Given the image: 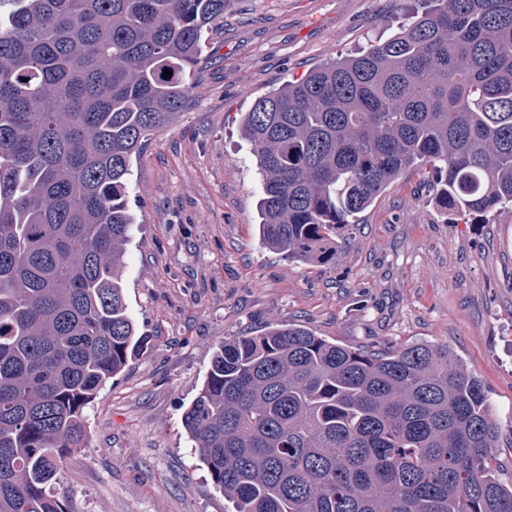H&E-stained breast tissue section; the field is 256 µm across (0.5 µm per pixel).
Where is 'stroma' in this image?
<instances>
[{"label":"stroma","instance_id":"stroma-1","mask_svg":"<svg viewBox=\"0 0 512 512\" xmlns=\"http://www.w3.org/2000/svg\"><path fill=\"white\" fill-rule=\"evenodd\" d=\"M416 0H232L175 120L131 162L122 283L144 343L85 408L57 489L70 512H224L184 428L229 336L295 324L366 351L448 346L481 383L512 480V209L460 220L403 172L344 229L329 263L263 246L242 112L310 69L394 34Z\"/></svg>","mask_w":512,"mask_h":512}]
</instances>
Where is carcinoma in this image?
Instances as JSON below:
<instances>
[{"mask_svg": "<svg viewBox=\"0 0 512 512\" xmlns=\"http://www.w3.org/2000/svg\"><path fill=\"white\" fill-rule=\"evenodd\" d=\"M229 5L0 0V512H69L53 485L83 410L140 341L120 275L130 163L185 107ZM241 129L258 237L291 259H333L410 168L460 217L512 207V0H435L258 98ZM184 423L234 512H512L499 427L445 345L231 336Z\"/></svg>", "mask_w": 512, "mask_h": 512, "instance_id": "obj_1", "label": "carcinoma"}]
</instances>
